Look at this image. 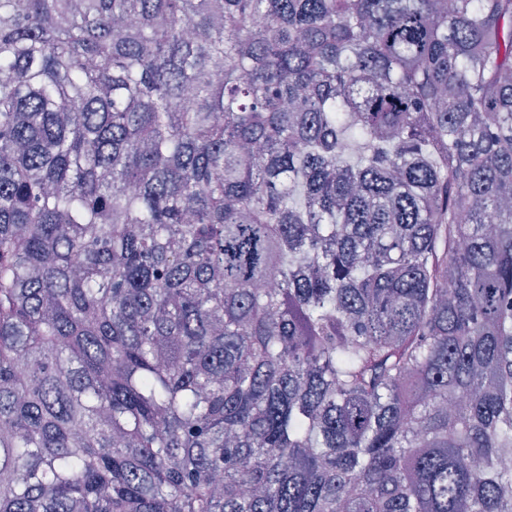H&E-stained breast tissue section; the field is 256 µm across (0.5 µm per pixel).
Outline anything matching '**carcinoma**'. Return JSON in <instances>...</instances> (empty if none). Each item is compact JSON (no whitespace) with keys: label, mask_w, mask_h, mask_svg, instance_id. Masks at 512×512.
Returning a JSON list of instances; mask_svg holds the SVG:
<instances>
[{"label":"carcinoma","mask_w":512,"mask_h":512,"mask_svg":"<svg viewBox=\"0 0 512 512\" xmlns=\"http://www.w3.org/2000/svg\"><path fill=\"white\" fill-rule=\"evenodd\" d=\"M509 452L512 0H0V512H512Z\"/></svg>","instance_id":"cac0c4a2"}]
</instances>
